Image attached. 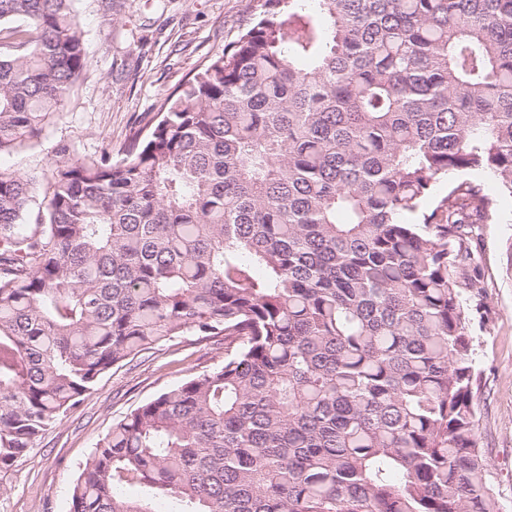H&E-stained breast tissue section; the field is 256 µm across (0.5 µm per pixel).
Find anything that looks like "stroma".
<instances>
[{"mask_svg":"<svg viewBox=\"0 0 512 512\" xmlns=\"http://www.w3.org/2000/svg\"><path fill=\"white\" fill-rule=\"evenodd\" d=\"M87 49L84 76L43 136L0 155V170L43 175L61 146L96 157L158 120L161 102L235 41L251 0H75ZM499 219L480 225L477 265L486 295L474 328L475 432L504 512H512V197L494 183ZM224 339L180 336L103 374L36 447L0 476V512H69L73 487L113 423L188 376L222 364Z\"/></svg>","mask_w":512,"mask_h":512,"instance_id":"35a3bbf8","label":"stroma"}]
</instances>
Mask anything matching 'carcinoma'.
I'll use <instances>...</instances> for the list:
<instances>
[{
    "instance_id": "obj_1",
    "label": "carcinoma",
    "mask_w": 512,
    "mask_h": 512,
    "mask_svg": "<svg viewBox=\"0 0 512 512\" xmlns=\"http://www.w3.org/2000/svg\"><path fill=\"white\" fill-rule=\"evenodd\" d=\"M74 0H0V154L87 67ZM117 156L0 170V473L111 368L224 363L93 450L69 512H502L474 433V229L512 196V0H258ZM20 19L25 28L8 27ZM451 173L466 175L432 196Z\"/></svg>"
}]
</instances>
